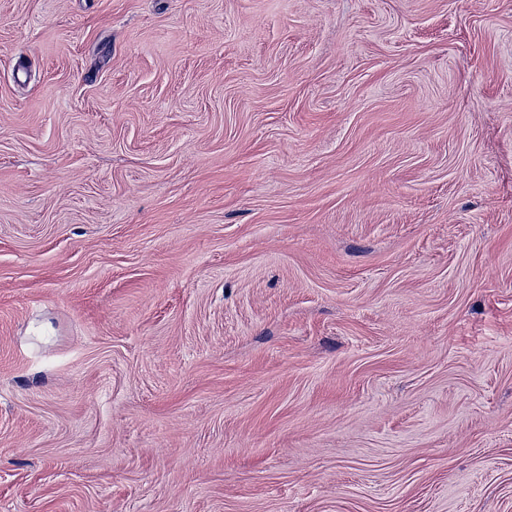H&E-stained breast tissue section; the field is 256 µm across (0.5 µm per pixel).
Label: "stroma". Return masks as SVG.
Segmentation results:
<instances>
[{
    "label": "stroma",
    "instance_id": "35a3bbf8",
    "mask_svg": "<svg viewBox=\"0 0 512 512\" xmlns=\"http://www.w3.org/2000/svg\"><path fill=\"white\" fill-rule=\"evenodd\" d=\"M0 512H512V0H0Z\"/></svg>",
    "mask_w": 512,
    "mask_h": 512
}]
</instances>
